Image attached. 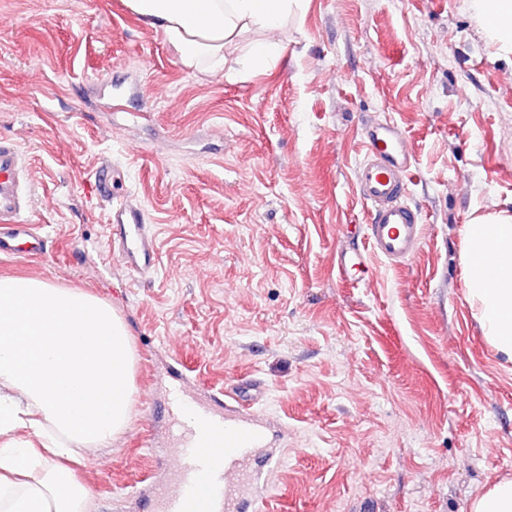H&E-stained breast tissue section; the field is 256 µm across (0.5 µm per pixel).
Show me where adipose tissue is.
I'll use <instances>...</instances> for the list:
<instances>
[{
    "mask_svg": "<svg viewBox=\"0 0 512 512\" xmlns=\"http://www.w3.org/2000/svg\"><path fill=\"white\" fill-rule=\"evenodd\" d=\"M308 3L125 0L185 67L211 74L275 67L278 32ZM467 9L512 61V0H467ZM248 35V51L228 57ZM463 236L471 308L488 343L512 361V209L473 216ZM134 366L128 330L108 302L43 279L0 277V512H88L89 492L66 462L126 430Z\"/></svg>",
    "mask_w": 512,
    "mask_h": 512,
    "instance_id": "obj_1",
    "label": "adipose tissue"
}]
</instances>
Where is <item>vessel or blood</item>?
Here are the masks:
<instances>
[{"mask_svg": "<svg viewBox=\"0 0 512 512\" xmlns=\"http://www.w3.org/2000/svg\"><path fill=\"white\" fill-rule=\"evenodd\" d=\"M365 158L356 169V191L370 208L365 227L367 251L344 253L341 274L368 284L374 279L368 255L398 264L409 259L421 243V218L406 194L412 166L402 132L390 120L365 125ZM29 163L21 147L0 139V223L11 227L13 255L33 257L43 251L44 236L36 224L20 218L31 197ZM113 254L133 273L156 268L155 240L143 210L124 202L111 215ZM240 407L216 417L201 406L196 418L175 420L180 442L176 462L167 481L153 490L159 512H260L269 475L283 454L269 446L265 417L239 391Z\"/></svg>", "mask_w": 512, "mask_h": 512, "instance_id": "obj_1", "label": "vessel or blood"}]
</instances>
